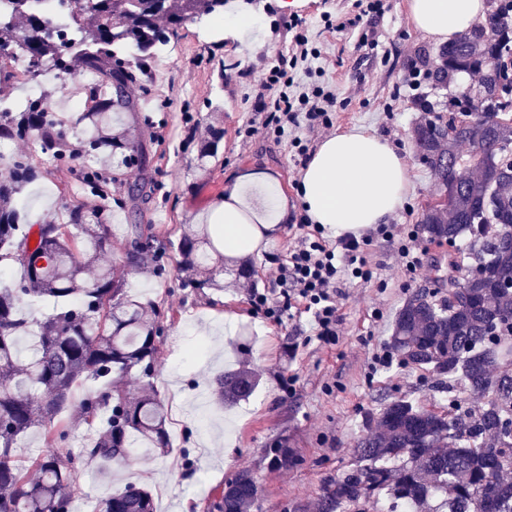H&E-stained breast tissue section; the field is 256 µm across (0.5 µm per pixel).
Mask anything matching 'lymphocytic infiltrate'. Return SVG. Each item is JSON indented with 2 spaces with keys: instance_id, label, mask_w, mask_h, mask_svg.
Here are the masks:
<instances>
[{
  "instance_id": "1",
  "label": "lymphocytic infiltrate",
  "mask_w": 512,
  "mask_h": 512,
  "mask_svg": "<svg viewBox=\"0 0 512 512\" xmlns=\"http://www.w3.org/2000/svg\"><path fill=\"white\" fill-rule=\"evenodd\" d=\"M381 0H352L349 18L342 21L324 17L326 30L337 32L352 41L355 48L377 47L373 20L379 16ZM322 52L316 43L296 36L287 55L264 67L255 97L254 115L244 126L245 136L264 132L274 138L290 137L296 155H305L306 136L321 135L334 126L336 95L329 85L314 82L297 85L298 71L309 69ZM304 136H296V129ZM301 238L289 249L284 262L276 267L278 299L253 288L249 299L255 310L273 322H282L293 311L312 315L311 329L317 341L336 338L341 322L340 306L345 297L344 285L352 280L370 281L373 269L368 260L374 242H387L408 280H416L427 265V251L422 248L417 225L380 224L367 233L324 237L321 225L301 221Z\"/></svg>"
}]
</instances>
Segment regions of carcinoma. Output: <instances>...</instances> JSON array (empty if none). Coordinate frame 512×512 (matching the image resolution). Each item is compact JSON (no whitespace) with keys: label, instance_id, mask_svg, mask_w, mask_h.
Wrapping results in <instances>:
<instances>
[{"label":"carcinoma","instance_id":"obj_1","mask_svg":"<svg viewBox=\"0 0 512 512\" xmlns=\"http://www.w3.org/2000/svg\"><path fill=\"white\" fill-rule=\"evenodd\" d=\"M70 38L58 39L39 6L44 0H12L0 15L4 59L28 61L25 75L48 69L89 67L102 76L124 80L128 72L116 60L126 47L144 60L161 33L159 15L172 22L189 19L184 0H68ZM94 17V23L85 19ZM431 73L440 86L465 72L481 74L474 91L463 92L457 112L436 115L414 129V146L438 186V198L421 213L423 232L452 244L470 237L475 261L486 275L479 280H448V292L433 291L428 301L409 297L396 314L390 347L400 363L432 370L448 379V406L427 408L394 398L370 414L349 467L328 480L319 512H512V377L502 378L499 363L512 360V0L435 52ZM75 124L90 134L92 158L112 154V107L100 97ZM0 109V139L30 137L41 149L61 156L67 132L56 126L39 101ZM469 145L468 154L459 151ZM35 171L17 160L0 180V261L15 260L24 276L0 284V512H69L74 459L57 445L66 433L54 426L69 408L72 387L85 379L105 382L81 403L92 423L106 417V430L86 448L104 466L127 462L137 443L170 448L166 415L151 379L158 354L160 308L127 294L112 269L98 265L110 246V225L100 213L89 221L74 215L71 224L22 223L12 205ZM224 234L217 224H198L176 245L184 285H217L216 264L224 263ZM154 247L150 225H136L126 263L137 266ZM40 300L51 305L31 325L21 305ZM139 376L140 385L127 386ZM215 391L228 404L248 399L258 386L254 372L216 376ZM473 395L484 398L477 411L467 407ZM43 430L47 450L34 462L29 478L15 464L21 439ZM270 468L288 467L293 449L278 442L269 449ZM256 478L241 471L224 485L222 512H249L258 499ZM96 512H155L152 494L128 482L98 502Z\"/></svg>","mask_w":512,"mask_h":512}]
</instances>
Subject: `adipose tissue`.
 Returning a JSON list of instances; mask_svg holds the SVG:
<instances>
[{"label": "adipose tissue", "mask_w": 512, "mask_h": 512, "mask_svg": "<svg viewBox=\"0 0 512 512\" xmlns=\"http://www.w3.org/2000/svg\"><path fill=\"white\" fill-rule=\"evenodd\" d=\"M487 0H408L411 25L435 43L481 23ZM405 159L375 132L356 127L324 139L302 171L295 197L261 170L231 174L211 221L224 227V254L254 253L278 225L305 214L335 235L388 223L410 193Z\"/></svg>", "instance_id": "ef3b65f1"}]
</instances>
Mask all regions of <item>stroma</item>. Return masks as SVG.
Here are the masks:
<instances>
[{
	"mask_svg": "<svg viewBox=\"0 0 512 512\" xmlns=\"http://www.w3.org/2000/svg\"><path fill=\"white\" fill-rule=\"evenodd\" d=\"M254 18L244 37L214 32L209 20L172 24L158 19L166 36L148 57V69L129 65L140 86L112 88L122 100V121L112 133L122 149L114 158L95 159L99 185L82 179L27 139L0 140V177L13 161L24 160L40 173L16 201L30 224H69L75 212L102 210L111 226V248L101 258L123 280L129 295L151 301L164 311L154 387L169 415V452L132 459L109 470L84 452L96 428L79 419L61 418L62 450L76 456L72 502L80 512H93L97 501L134 482L151 491L156 512H214L225 482L239 471H252L260 496L250 512H313L328 479L352 460L362 434L361 420L388 399L407 397L422 405L444 406L447 393L440 379L407 367L371 370V358L388 346L398 310L413 294L444 287L448 258L469 253L468 238L455 244L421 238L430 268L405 284L392 248L379 242L370 252L374 278L344 287L339 336L321 343L309 340L308 315L282 323L252 311L249 288L273 291V259H284L301 235L296 225H280L274 240L244 259L228 258L215 288H186L180 257L168 244L189 225L205 222L224 199L226 176L246 168L270 169L285 192H295L302 169L294 162L290 137L281 140L256 133L241 138L240 129L252 117L255 85L267 60L287 51L292 15L306 21L305 35L319 43V66L325 70L337 98L334 132L353 127L375 131L407 161L412 191L397 224L419 223L424 205L436 197L429 168L416 155L413 130L427 118L415 103L422 94L440 113H447L459 90L470 86V75H459L446 87L423 81L411 91L403 79L406 63L420 53L435 52L436 43L417 32L408 20L407 0H385L376 20L377 49L355 50L340 34L323 31V12L340 14L344 0H296L284 11L279 0H234ZM64 73L51 70L26 80L15 64L0 70V102L41 100L67 140L82 145L81 129L72 125L76 110L91 105L88 83L62 87ZM170 108H160V100ZM148 224L157 243L166 245L161 262L143 258L139 268L125 262L134 227ZM253 269L239 277L241 267ZM386 290H379L378 281ZM382 311L375 321L374 311ZM259 379L246 401L227 407L214 391V379L238 364ZM293 448L295 463L271 469L267 448L278 441Z\"/></svg>",
	"mask_w": 512,
	"mask_h": 512,
	"instance_id": "1",
	"label": "stroma"
}]
</instances>
